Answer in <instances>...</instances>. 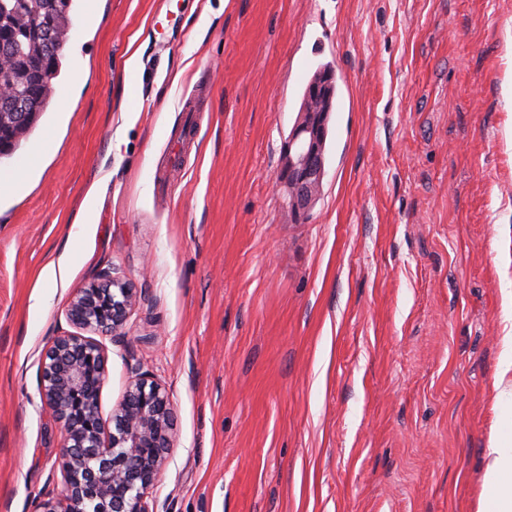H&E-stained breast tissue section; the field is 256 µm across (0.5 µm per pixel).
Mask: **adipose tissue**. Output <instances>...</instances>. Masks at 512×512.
I'll return each mask as SVG.
<instances>
[{
    "label": "adipose tissue",
    "instance_id": "1",
    "mask_svg": "<svg viewBox=\"0 0 512 512\" xmlns=\"http://www.w3.org/2000/svg\"><path fill=\"white\" fill-rule=\"evenodd\" d=\"M492 396L494 422L477 512H512V336L502 338Z\"/></svg>",
    "mask_w": 512,
    "mask_h": 512
}]
</instances>
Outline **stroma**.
<instances>
[{
  "mask_svg": "<svg viewBox=\"0 0 512 512\" xmlns=\"http://www.w3.org/2000/svg\"><path fill=\"white\" fill-rule=\"evenodd\" d=\"M326 63L298 223L276 183ZM53 87L69 107L0 159V512L62 489L40 358L108 267L139 300L101 415L135 368L173 409L156 512H475L512 332V0H74Z\"/></svg>",
  "mask_w": 512,
  "mask_h": 512,
  "instance_id": "35a3bbf8",
  "label": "stroma"
}]
</instances>
